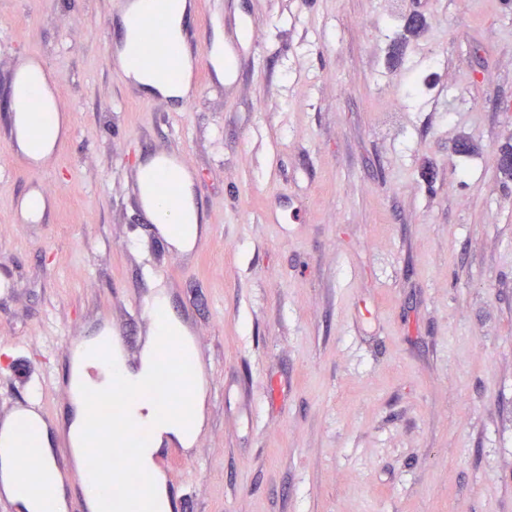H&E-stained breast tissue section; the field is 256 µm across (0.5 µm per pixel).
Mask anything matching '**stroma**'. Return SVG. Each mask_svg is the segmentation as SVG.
Segmentation results:
<instances>
[{"label": "stroma", "instance_id": "35a3bbf8", "mask_svg": "<svg viewBox=\"0 0 512 512\" xmlns=\"http://www.w3.org/2000/svg\"><path fill=\"white\" fill-rule=\"evenodd\" d=\"M502 0H198L217 40L257 33L236 84L192 104L108 66L118 0H0V103L40 56L72 136L41 181L0 139V418L65 342L135 322L165 289L194 332L206 421L166 475L186 512H512V9ZM426 25L403 31V15ZM481 153L459 155L460 137ZM183 151L209 212L198 250L141 220L126 162Z\"/></svg>", "mask_w": 512, "mask_h": 512}]
</instances>
